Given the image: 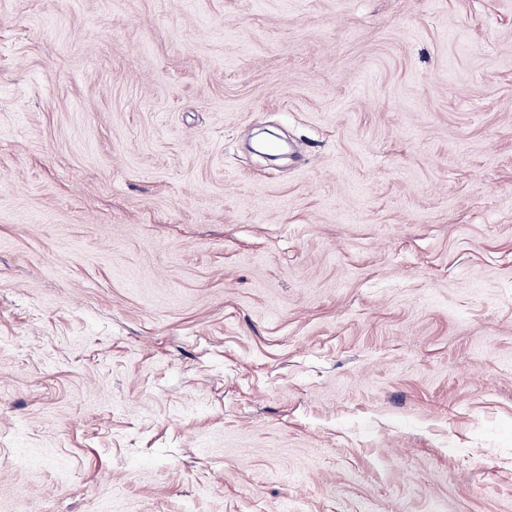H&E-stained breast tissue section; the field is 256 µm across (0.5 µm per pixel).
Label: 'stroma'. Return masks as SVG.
Listing matches in <instances>:
<instances>
[{"label":"stroma","mask_w":512,"mask_h":512,"mask_svg":"<svg viewBox=\"0 0 512 512\" xmlns=\"http://www.w3.org/2000/svg\"><path fill=\"white\" fill-rule=\"evenodd\" d=\"M512 0H0V512H512Z\"/></svg>","instance_id":"35a3bbf8"}]
</instances>
